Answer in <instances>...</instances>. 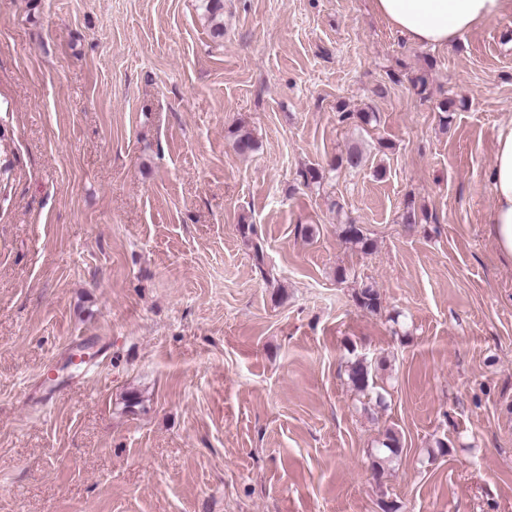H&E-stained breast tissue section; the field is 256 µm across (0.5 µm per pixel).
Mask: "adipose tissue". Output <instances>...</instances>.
Wrapping results in <instances>:
<instances>
[{"label":"adipose tissue","instance_id":"1","mask_svg":"<svg viewBox=\"0 0 512 512\" xmlns=\"http://www.w3.org/2000/svg\"><path fill=\"white\" fill-rule=\"evenodd\" d=\"M375 11L415 46H445L512 11V0H373ZM490 188L489 233L512 258V119L497 129Z\"/></svg>","mask_w":512,"mask_h":512}]
</instances>
